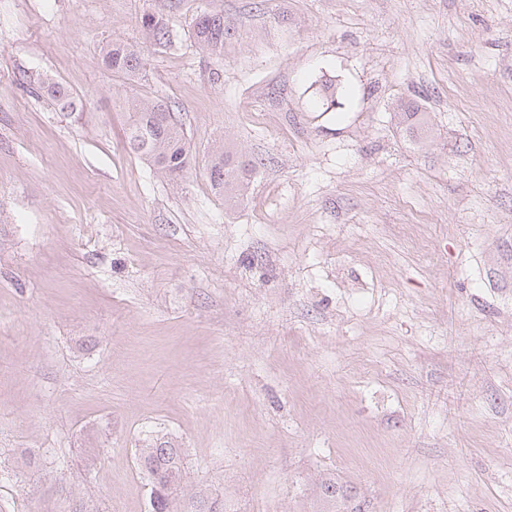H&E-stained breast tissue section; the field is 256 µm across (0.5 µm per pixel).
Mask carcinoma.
<instances>
[{
    "mask_svg": "<svg viewBox=\"0 0 512 512\" xmlns=\"http://www.w3.org/2000/svg\"><path fill=\"white\" fill-rule=\"evenodd\" d=\"M144 40L152 45H162L169 37V22L162 14L146 13L141 17ZM236 32L235 24L224 19L218 10L201 13L193 25V37L199 48L215 55L224 53V43ZM103 66L115 74L135 76L145 69L143 45L114 41L102 53ZM42 95L51 100L62 112H75L78 102L61 83L44 79L40 82ZM130 122L127 139L130 149L150 163L169 182L177 184L190 169V154L183 129L174 118V111L162 100H128ZM396 125L411 137L419 147L433 142L435 133L427 113L411 104H400L394 113ZM256 162L240 152L222 145L212 151L206 174L212 188L224 197V205L233 207L244 199ZM145 455L143 468L151 484L152 512H174L173 494L183 478V458L179 448H166L159 444L142 449ZM320 495L332 512H366L365 504L357 500L352 489L329 477L321 484ZM204 506L210 512H224V500L206 493L192 497L190 510Z\"/></svg>",
    "mask_w": 512,
    "mask_h": 512,
    "instance_id": "obj_1",
    "label": "carcinoma"
}]
</instances>
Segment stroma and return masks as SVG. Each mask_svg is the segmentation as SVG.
<instances>
[{
    "instance_id": "obj_1",
    "label": "stroma",
    "mask_w": 512,
    "mask_h": 512,
    "mask_svg": "<svg viewBox=\"0 0 512 512\" xmlns=\"http://www.w3.org/2000/svg\"><path fill=\"white\" fill-rule=\"evenodd\" d=\"M155 10L170 42L106 71ZM131 97L172 105L180 185ZM222 142L260 163L231 209ZM163 441L176 512H321L330 474L370 512H512V0H0V512H151ZM236 32V26L218 10L201 13L193 25V37L199 48L209 54L224 53V43ZM102 64L115 74L138 75L146 66L143 45L112 40L102 53ZM39 90L42 95L51 100L62 112H76L78 102L72 93L61 83L44 79L40 82ZM130 149L150 163L169 182L178 184L190 169V154L183 129L171 105L163 100L129 99ZM394 118L397 127L404 130L418 147H426L433 142L435 133L427 118V112L421 111L418 106L402 103L398 107V112L394 113ZM141 454L145 455L142 466L151 484L152 512H174L171 508L173 494L183 478L181 449L166 448L161 443L154 448H143Z\"/></svg>"
}]
</instances>
